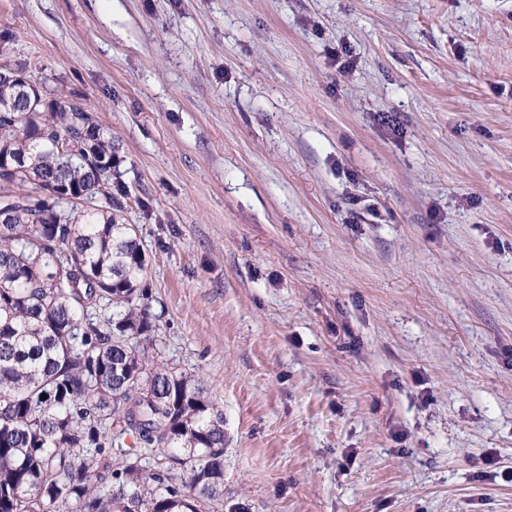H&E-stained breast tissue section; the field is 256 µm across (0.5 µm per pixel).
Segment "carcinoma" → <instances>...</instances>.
<instances>
[{
	"mask_svg": "<svg viewBox=\"0 0 512 512\" xmlns=\"http://www.w3.org/2000/svg\"><path fill=\"white\" fill-rule=\"evenodd\" d=\"M118 162L78 97L0 81V512H224V411L152 353Z\"/></svg>",
	"mask_w": 512,
	"mask_h": 512,
	"instance_id": "obj_1",
	"label": "carcinoma"
}]
</instances>
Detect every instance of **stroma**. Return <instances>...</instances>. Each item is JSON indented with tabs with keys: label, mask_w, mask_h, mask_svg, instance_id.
Segmentation results:
<instances>
[{
	"label": "stroma",
	"mask_w": 512,
	"mask_h": 512,
	"mask_svg": "<svg viewBox=\"0 0 512 512\" xmlns=\"http://www.w3.org/2000/svg\"><path fill=\"white\" fill-rule=\"evenodd\" d=\"M109 127L224 512H512V0H0Z\"/></svg>",
	"instance_id": "stroma-1"
}]
</instances>
